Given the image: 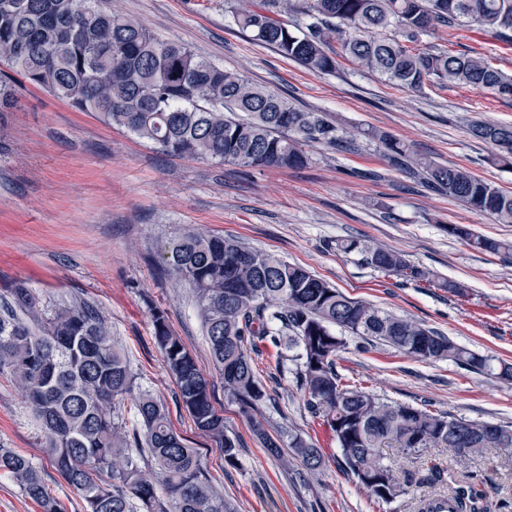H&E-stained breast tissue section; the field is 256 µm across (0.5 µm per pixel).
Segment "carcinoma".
<instances>
[{
  "label": "carcinoma",
  "mask_w": 512,
  "mask_h": 512,
  "mask_svg": "<svg viewBox=\"0 0 512 512\" xmlns=\"http://www.w3.org/2000/svg\"><path fill=\"white\" fill-rule=\"evenodd\" d=\"M232 17L253 41L314 74L335 72L337 58L344 56L403 88L422 91L441 82L512 99V77L483 55L418 48L424 36L452 37L473 25L512 41V0H242ZM0 64L175 156L296 169L309 162L307 144L351 147L325 113L301 109L286 94L199 58L183 43L156 37L102 0H0ZM14 102V82L0 73V112ZM468 131L495 147L494 162L512 166V123L474 122ZM369 136L384 146L390 168L512 224V193L464 168L422 157L381 130ZM448 233L477 251H512L511 242L466 225L450 224ZM331 249L406 284L437 286L459 296L467 291L402 252L365 239L338 238ZM162 260L193 288L224 394L245 414L268 399L253 356L280 347L286 338L297 352L287 359L276 353V369L287 360L293 364L309 411L329 427L344 470L371 498L392 504L404 494L381 449L395 448L415 460L446 449L456 466L430 468L431 483L445 490L415 498L413 512H436L433 503L448 501L450 512H489L485 493L457 467L489 448L511 465L512 424L391 402L345 383L336 365L344 340L334 329L418 361H448L505 381H512V364L495 365L430 327L351 298L305 268L232 236L189 230L167 243ZM152 322L179 404L199 431L219 443L224 462L235 464L237 441L224 434V415L214 406L208 380L170 330L165 313L153 311ZM5 372L41 424L47 459L81 492L84 512H231L161 401L140 392L138 426L127 429L121 402L134 391L135 378L112 342L108 319L89 303L75 300L46 316L27 289H14L11 299L0 303V373ZM288 439L306 472L323 467L321 449L297 435ZM148 462L157 469L154 482L143 473ZM0 472L13 477L42 512H61L32 459L0 447Z\"/></svg>",
  "instance_id": "obj_1"
}]
</instances>
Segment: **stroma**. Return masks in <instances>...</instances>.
Wrapping results in <instances>:
<instances>
[{"mask_svg": "<svg viewBox=\"0 0 512 512\" xmlns=\"http://www.w3.org/2000/svg\"><path fill=\"white\" fill-rule=\"evenodd\" d=\"M109 4L199 57L288 93L301 107L329 113L355 147H307L310 162L300 169L176 158L17 79V105L0 114V299L24 288L47 312L75 298L100 309L137 390L165 404L234 512H410L405 502L386 505L370 498L345 472L335 439L307 410L293 374L276 372L275 348L255 359L268 400L252 417L240 413L212 364L191 289L162 265L160 252L166 240L190 229L234 236L307 268L349 296L512 363V254L475 251L447 232L448 225L465 224L487 237L512 240V224L389 169L383 147L366 136L370 129L385 131L418 154L463 167L512 193V168L492 164V148L468 133L473 120L512 123V100L455 85L429 86L419 94L344 59L334 74H313L240 33L231 14L237 0ZM452 49L475 50L512 75V43L483 29H460ZM351 236L398 249L441 278L465 284L468 292L458 297L441 288H417L331 249V241ZM156 309L166 313L211 383L224 431L239 442L236 465L225 463L216 443L178 404L176 383L153 338ZM345 341L338 369L368 390L470 420L512 422V382L445 362H420L350 335ZM257 422L269 434L290 430L317 444L324 452L322 469L310 474L297 461L282 466L257 437ZM0 445L39 464L63 512H83L79 491L46 463L41 428L6 374H0ZM472 471L490 496L512 502V471L499 467L495 451Z\"/></svg>", "mask_w": 512, "mask_h": 512, "instance_id": "obj_1", "label": "stroma"}]
</instances>
